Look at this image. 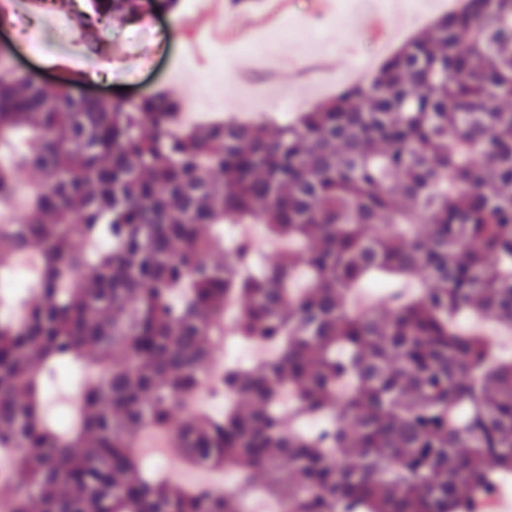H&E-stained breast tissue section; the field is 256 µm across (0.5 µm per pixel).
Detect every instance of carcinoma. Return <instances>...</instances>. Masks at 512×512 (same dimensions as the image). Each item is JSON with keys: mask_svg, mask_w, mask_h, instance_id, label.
<instances>
[{"mask_svg": "<svg viewBox=\"0 0 512 512\" xmlns=\"http://www.w3.org/2000/svg\"><path fill=\"white\" fill-rule=\"evenodd\" d=\"M179 0H88L89 49L112 17ZM0 52V277L35 253L16 321L0 316V448L10 512H246L258 473L285 512H467L512 472V357L461 326L512 328V0H465L406 40L369 84L269 132L234 119L186 128L178 100L77 99ZM263 224L292 248L244 276ZM400 288L370 308L369 284ZM245 341L278 348L226 365V410L204 385L224 303ZM79 372L78 409L45 410ZM194 469H232L219 495L145 469L141 433Z\"/></svg>", "mask_w": 512, "mask_h": 512, "instance_id": "carcinoma-1", "label": "carcinoma"}]
</instances>
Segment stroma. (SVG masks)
I'll use <instances>...</instances> for the list:
<instances>
[{
  "label": "stroma",
  "instance_id": "obj_1",
  "mask_svg": "<svg viewBox=\"0 0 512 512\" xmlns=\"http://www.w3.org/2000/svg\"><path fill=\"white\" fill-rule=\"evenodd\" d=\"M85 0H54L48 22L28 24L25 6L0 23V44L10 45L16 60L37 71L45 87L59 74L57 56L95 64L96 58L72 26V15ZM443 0H359L353 4L357 25L345 29L341 13L350 0H331L329 10L311 0H290L287 12L264 20L260 11H217L213 0H180L178 11L138 21L113 18L104 32L117 50L110 77L88 81L83 91L99 95L127 90L130 98L163 89L181 100L195 122L233 117L267 124L290 119L325 101L351 72L368 74L413 34L428 28ZM196 30L186 45L184 27ZM224 61V81L204 82L216 59Z\"/></svg>",
  "mask_w": 512,
  "mask_h": 512
}]
</instances>
